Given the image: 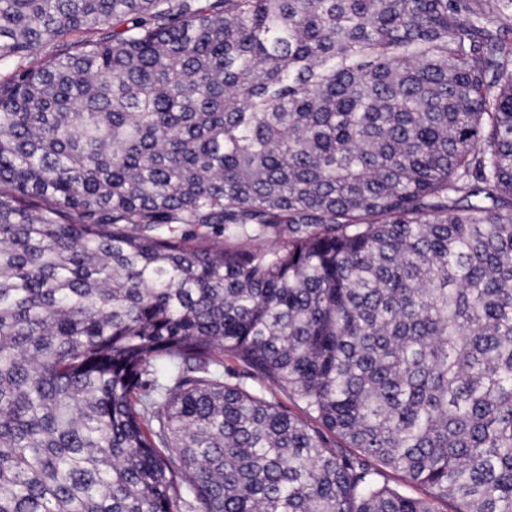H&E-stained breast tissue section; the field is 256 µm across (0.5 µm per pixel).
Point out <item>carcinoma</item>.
I'll return each instance as SVG.
<instances>
[{
    "instance_id": "obj_1",
    "label": "carcinoma",
    "mask_w": 512,
    "mask_h": 512,
    "mask_svg": "<svg viewBox=\"0 0 512 512\" xmlns=\"http://www.w3.org/2000/svg\"><path fill=\"white\" fill-rule=\"evenodd\" d=\"M502 31L0 0V512H512Z\"/></svg>"
}]
</instances>
